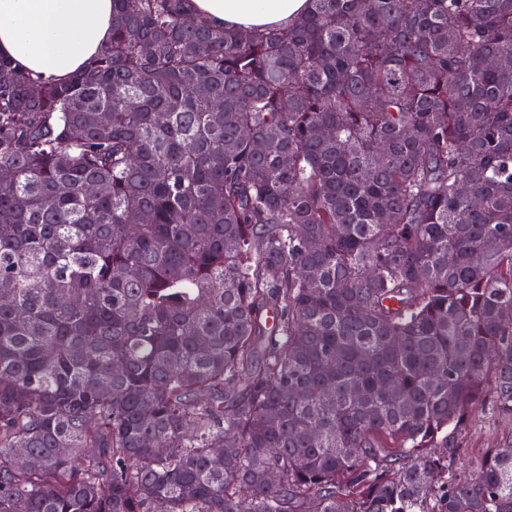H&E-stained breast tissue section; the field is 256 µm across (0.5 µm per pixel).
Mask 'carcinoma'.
Instances as JSON below:
<instances>
[{"mask_svg": "<svg viewBox=\"0 0 512 512\" xmlns=\"http://www.w3.org/2000/svg\"><path fill=\"white\" fill-rule=\"evenodd\" d=\"M112 2L0 58V512H512V0ZM112 40V0H0V56L35 83L68 81ZM192 15L210 25L263 31L304 15L309 0H190ZM512 435V417L496 412L486 402L473 408L472 416L458 436L459 454L452 469L461 472L471 458L486 448H497Z\"/></svg>", "mask_w": 512, "mask_h": 512, "instance_id": "obj_1", "label": "carcinoma"}]
</instances>
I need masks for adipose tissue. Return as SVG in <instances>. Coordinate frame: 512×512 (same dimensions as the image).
<instances>
[{"mask_svg": "<svg viewBox=\"0 0 512 512\" xmlns=\"http://www.w3.org/2000/svg\"><path fill=\"white\" fill-rule=\"evenodd\" d=\"M210 25L263 31L304 15L309 0H189ZM112 39V0H0V57L36 83L68 81Z\"/></svg>", "mask_w": 512, "mask_h": 512, "instance_id": "ef3b65f1", "label": "adipose tissue"}]
</instances>
